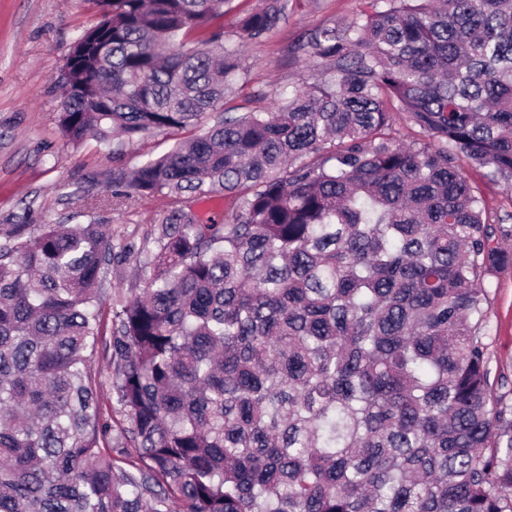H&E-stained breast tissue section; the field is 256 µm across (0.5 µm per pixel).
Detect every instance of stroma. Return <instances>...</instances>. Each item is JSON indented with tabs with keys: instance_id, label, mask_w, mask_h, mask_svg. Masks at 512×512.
I'll return each instance as SVG.
<instances>
[{
	"instance_id": "obj_1",
	"label": "stroma",
	"mask_w": 512,
	"mask_h": 512,
	"mask_svg": "<svg viewBox=\"0 0 512 512\" xmlns=\"http://www.w3.org/2000/svg\"><path fill=\"white\" fill-rule=\"evenodd\" d=\"M368 2L302 0L264 40L242 46L246 78L226 99V107L267 109L288 86L319 80V68L294 52V45L318 26L349 24ZM96 19L87 0H0V229L104 224L114 237L140 248L175 201L134 197L113 205L104 186L113 166L111 148L92 139L68 144L58 125L59 76L72 42ZM471 181L483 194L499 245L512 250V195L479 174H472ZM486 283L491 365L512 380V265Z\"/></svg>"
}]
</instances>
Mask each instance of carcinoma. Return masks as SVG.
Listing matches in <instances>:
<instances>
[{"label": "carcinoma", "mask_w": 512, "mask_h": 512, "mask_svg": "<svg viewBox=\"0 0 512 512\" xmlns=\"http://www.w3.org/2000/svg\"><path fill=\"white\" fill-rule=\"evenodd\" d=\"M87 2L61 133L112 144V200L179 206L106 309L130 254L106 225L0 236V512H512L484 342L512 252L468 176L512 194V0H371L295 46L323 78L264 112L224 101L288 0ZM188 133H178L175 135H156L135 143L127 149V155L124 162L128 167H133L140 162L150 158H156L167 152L177 139L187 136ZM137 265L134 261L112 268V274L108 277L106 288L108 295H111L112 288H141L139 277H137Z\"/></svg>", "instance_id": "carcinoma-1"}]
</instances>
